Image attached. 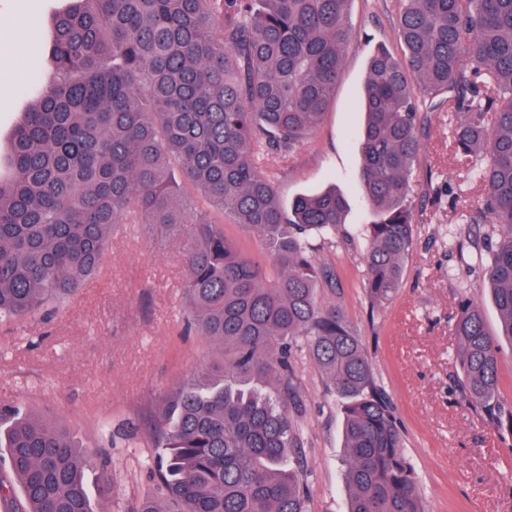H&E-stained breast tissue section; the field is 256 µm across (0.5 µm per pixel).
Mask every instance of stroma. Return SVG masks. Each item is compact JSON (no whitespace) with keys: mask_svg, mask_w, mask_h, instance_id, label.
Listing matches in <instances>:
<instances>
[{"mask_svg":"<svg viewBox=\"0 0 512 512\" xmlns=\"http://www.w3.org/2000/svg\"><path fill=\"white\" fill-rule=\"evenodd\" d=\"M52 0H0V158L28 105L23 88L48 71ZM352 38L319 127L291 156H270L281 206L301 194L336 186L348 202L346 222L309 243L336 276L321 287L320 306L333 308L360 336L374 378L402 429L426 512H512V438L462 402L451 356L454 324L465 300L482 306L490 332L499 320L485 271L476 259L493 224H471L483 196L469 159L456 154L451 131L458 112L421 115V143L409 202L413 244L397 295L371 305L364 290L363 228L373 216L360 179V135L368 61L377 47L402 55L398 21L385 0H350ZM186 239L119 225L94 278L50 320L0 322V407L22 405L45 423L69 431L88 450H106L116 486L103 512H127L156 493L145 464L155 458V413L162 399L218 357V345L183 333ZM300 398L295 419L306 465V512H345L343 413L307 348L292 354Z\"/></svg>","mask_w":512,"mask_h":512,"instance_id":"obj_1","label":"stroma"}]
</instances>
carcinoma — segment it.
Wrapping results in <instances>:
<instances>
[{
    "label": "carcinoma",
    "instance_id": "obj_1",
    "mask_svg": "<svg viewBox=\"0 0 512 512\" xmlns=\"http://www.w3.org/2000/svg\"><path fill=\"white\" fill-rule=\"evenodd\" d=\"M53 16L51 73L11 135L0 173V321L48 317L101 268L118 224L185 237L190 331L221 347L166 399L149 472L159 496L131 512H306L291 355L306 345L343 402L348 512H424L392 406L361 339L318 304L334 273L307 237L334 233L336 190L288 210L263 169L320 125L351 37L350 0H70ZM405 47L377 49L364 87L361 141L364 288L390 301L413 240L408 203L421 106L463 113L452 131L480 153L484 187L470 223L498 226L485 277L512 341V0H395ZM495 114L488 128L485 114ZM192 185L231 223L267 245L263 266L195 214ZM453 360L462 399L512 436L496 397L501 356L481 306L463 303ZM0 448L23 503L8 512H99L115 495L107 461L16 406L0 407Z\"/></svg>",
    "mask_w": 512,
    "mask_h": 512
}]
</instances>
